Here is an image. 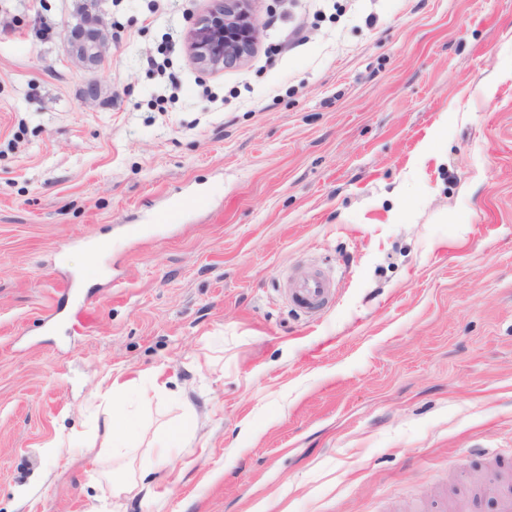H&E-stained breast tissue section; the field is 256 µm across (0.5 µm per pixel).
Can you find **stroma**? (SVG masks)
<instances>
[{"instance_id":"1","label":"stroma","mask_w":512,"mask_h":512,"mask_svg":"<svg viewBox=\"0 0 512 512\" xmlns=\"http://www.w3.org/2000/svg\"><path fill=\"white\" fill-rule=\"evenodd\" d=\"M95 2L91 72L79 0H0V512H500L512 0H258L218 73L184 42L210 0ZM308 266L337 284L313 320ZM117 377L148 392L118 460ZM72 30H65L70 54L80 59L90 69L101 67L105 62L107 42L106 27L101 16L87 11L80 24L75 27V35L72 34ZM288 293V301L295 308L313 316L334 304V279L324 270L311 268L292 280ZM127 415L124 414L121 409H114L112 406V412L108 414L107 420H104V430L106 431L105 442L108 450L112 453V457H122L134 452V448H127L123 434L124 432L117 424V420L123 421L125 424L128 423Z\"/></svg>"}]
</instances>
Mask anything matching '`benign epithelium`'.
I'll list each match as a JSON object with an SVG mask.
<instances>
[{
  "instance_id": "obj_1",
  "label": "benign epithelium",
  "mask_w": 512,
  "mask_h": 512,
  "mask_svg": "<svg viewBox=\"0 0 512 512\" xmlns=\"http://www.w3.org/2000/svg\"><path fill=\"white\" fill-rule=\"evenodd\" d=\"M257 0H212L210 10L193 19L186 48L199 70L216 72L243 65L254 53L259 27ZM71 55L95 69L105 62L107 33L101 16L86 12L75 30H65Z\"/></svg>"
}]
</instances>
